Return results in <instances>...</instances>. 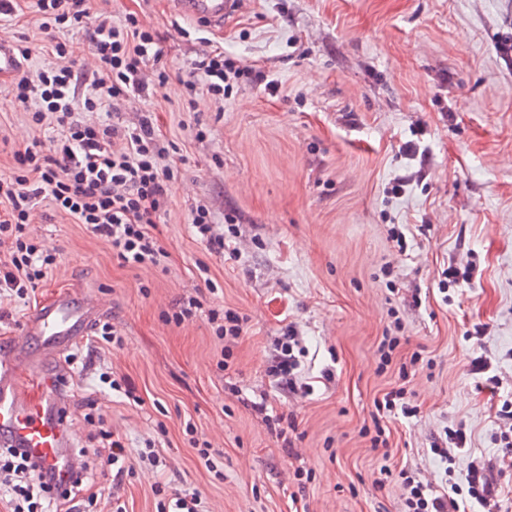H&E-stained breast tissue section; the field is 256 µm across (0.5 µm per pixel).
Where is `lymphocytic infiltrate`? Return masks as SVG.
<instances>
[{"label": "lymphocytic infiltrate", "mask_w": 512, "mask_h": 512, "mask_svg": "<svg viewBox=\"0 0 512 512\" xmlns=\"http://www.w3.org/2000/svg\"><path fill=\"white\" fill-rule=\"evenodd\" d=\"M39 28L61 31L93 19L92 51L99 61L87 72L70 62L66 42L55 41L51 50L56 64L29 76L19 69L11 87L30 125L51 126L56 134L49 143L33 142L12 153L9 175L0 176V245L7 255L0 259V298L27 302L56 263L55 252L30 236L28 226L38 200H49L73 223L85 225L95 236L111 244L118 261L126 266L157 267L168 252L153 230L168 206V186L178 169L174 142L157 135L149 116L137 124L117 126L109 122L88 124L79 114L113 112L120 101L138 95L146 87L142 77L149 61L161 53L157 36L136 14L113 22L106 13H92L89 0H33ZM199 78L163 70L158 86L177 80L185 89L188 104L206 96L220 102L231 75L241 69L223 52L199 60ZM205 315L213 336L231 343L238 340L246 319L231 311L205 308L196 296L165 313L166 323L181 325ZM272 374L290 391H297L301 341L295 332L279 337ZM97 439L104 453L101 474L121 482L130 471L128 451L122 436L99 428ZM404 493L402 512H470L479 504L486 512H498V494L484 464L470 463L465 483L435 488L420 473H398ZM52 474L40 463L15 448H0V493L8 496L12 512H80L81 505H62L52 491Z\"/></svg>", "instance_id": "obj_1"}]
</instances>
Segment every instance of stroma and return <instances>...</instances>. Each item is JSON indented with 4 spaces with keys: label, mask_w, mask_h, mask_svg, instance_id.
I'll use <instances>...</instances> for the list:
<instances>
[{
    "label": "stroma",
    "mask_w": 512,
    "mask_h": 512,
    "mask_svg": "<svg viewBox=\"0 0 512 512\" xmlns=\"http://www.w3.org/2000/svg\"><path fill=\"white\" fill-rule=\"evenodd\" d=\"M92 7L150 25L158 66L186 71L218 49L245 70L220 105L201 97L187 109L173 81L85 115L129 124L149 112L177 145L155 228L164 268L120 265L109 243L43 199L30 231L56 248L57 266L28 303L0 304V343L32 305L73 287L100 298L122 337L116 348L85 338L90 362L70 384L75 440L97 453L84 416L98 411L133 469L117 488L95 475L97 512L116 497L126 512H155L158 477L138 456L149 440L160 478L199 493L208 512H400L398 479L376 487L381 466L441 487L464 482L473 460L512 512V415L502 410L512 402V0H245L220 31L171 0ZM9 89L0 81V175L14 148L54 134L30 127ZM199 205L237 257L192 234ZM190 295L246 318L232 369L205 318L163 322ZM396 320L407 341L383 370L380 341ZM290 328L306 350L297 374L307 395L268 373ZM416 351L423 368L405 385L419 413L385 422L386 445L372 447L373 402ZM103 371L128 378L139 403L99 392ZM282 413L295 422L283 437L267 423ZM457 426L468 443L450 475L430 443ZM204 443L214 468L198 456Z\"/></svg>",
    "instance_id": "1"
}]
</instances>
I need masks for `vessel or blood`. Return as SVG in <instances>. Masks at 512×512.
Listing matches in <instances>:
<instances>
[{
    "mask_svg": "<svg viewBox=\"0 0 512 512\" xmlns=\"http://www.w3.org/2000/svg\"><path fill=\"white\" fill-rule=\"evenodd\" d=\"M175 10L222 29L241 0H173ZM103 313L100 300L67 289L31 312L20 331L0 347V446L23 449L51 469L58 490L69 489L83 471L67 418L70 372L66 353L87 336ZM32 368L35 387L18 380L22 366Z\"/></svg>",
    "mask_w": 512,
    "mask_h": 512,
    "instance_id": "vessel-or-blood-1",
    "label": "vessel or blood"
}]
</instances>
